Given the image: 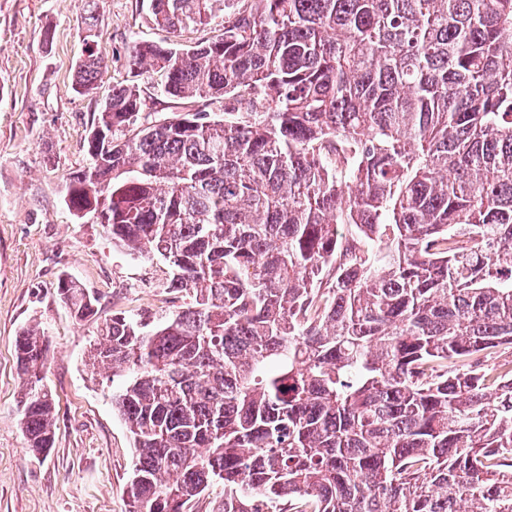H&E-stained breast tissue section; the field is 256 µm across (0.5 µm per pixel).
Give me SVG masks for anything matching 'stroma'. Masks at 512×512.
Listing matches in <instances>:
<instances>
[{"instance_id": "obj_1", "label": "stroma", "mask_w": 512, "mask_h": 512, "mask_svg": "<svg viewBox=\"0 0 512 512\" xmlns=\"http://www.w3.org/2000/svg\"><path fill=\"white\" fill-rule=\"evenodd\" d=\"M93 12L104 67L96 90L79 94L73 76ZM221 29L217 20L172 36L147 0H0V512H126L132 440L103 374L88 368L89 348L112 314L159 319L185 299L165 288L166 263L113 247L101 225L78 218L65 184L87 161L83 141L113 84L140 90L146 123L201 106L157 95L160 75L131 64L133 42L194 46ZM64 273L98 297V317L77 319L61 301ZM35 324L51 344L44 384L55 403L54 441L37 458L19 424L14 351Z\"/></svg>"}]
</instances>
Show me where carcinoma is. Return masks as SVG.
Wrapping results in <instances>:
<instances>
[{"instance_id":"obj_1","label":"carcinoma","mask_w":512,"mask_h":512,"mask_svg":"<svg viewBox=\"0 0 512 512\" xmlns=\"http://www.w3.org/2000/svg\"><path fill=\"white\" fill-rule=\"evenodd\" d=\"M160 95L112 86L66 204L190 302L88 354L133 441L128 512H512V0H150ZM94 50L72 89L96 88ZM79 319L98 298L58 280ZM28 450L52 446L45 333L15 338Z\"/></svg>"}]
</instances>
